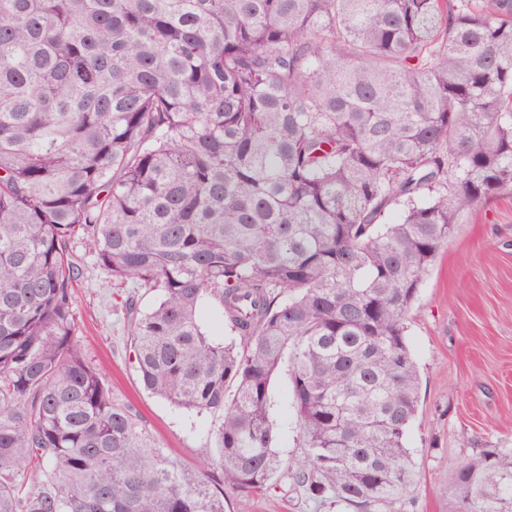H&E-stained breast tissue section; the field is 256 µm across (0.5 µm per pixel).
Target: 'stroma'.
<instances>
[{
    "mask_svg": "<svg viewBox=\"0 0 512 512\" xmlns=\"http://www.w3.org/2000/svg\"><path fill=\"white\" fill-rule=\"evenodd\" d=\"M117 293L111 277L87 268L74 297L82 351L103 367L113 397L139 410L171 457L198 471L203 449L216 445L214 419L176 408L141 387ZM407 339L421 376L419 409L406 437L417 480L406 496L379 512H450L451 474L481 449H512V187L462 217L422 281ZM286 391V377L278 375L271 417L282 469L266 494L230 498L225 512H350L331 501L313 502L289 480L286 467L303 459L304 447Z\"/></svg>",
    "mask_w": 512,
    "mask_h": 512,
    "instance_id": "obj_1",
    "label": "stroma"
}]
</instances>
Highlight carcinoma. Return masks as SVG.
I'll return each mask as SVG.
<instances>
[{
  "label": "carcinoma",
  "instance_id": "carcinoma-1",
  "mask_svg": "<svg viewBox=\"0 0 512 512\" xmlns=\"http://www.w3.org/2000/svg\"><path fill=\"white\" fill-rule=\"evenodd\" d=\"M509 185L512 0H0V512L266 492L283 370L291 481L360 512L401 499L407 316L461 216ZM77 244L158 292L121 309L143 388L215 417L197 474L84 356ZM452 487L450 512H512V453Z\"/></svg>",
  "mask_w": 512,
  "mask_h": 512
}]
</instances>
